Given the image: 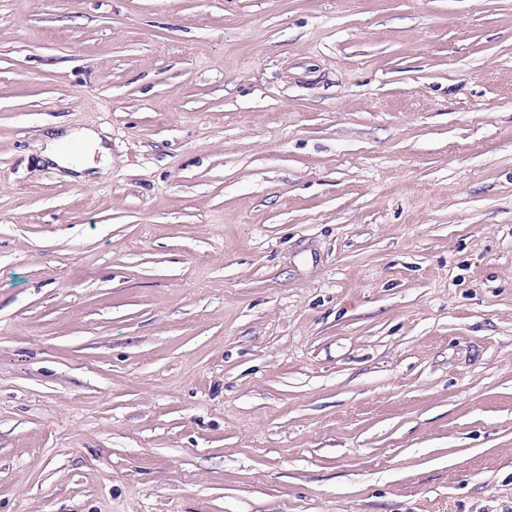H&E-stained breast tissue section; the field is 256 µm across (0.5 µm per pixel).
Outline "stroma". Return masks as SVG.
<instances>
[{"instance_id":"stroma-1","label":"stroma","mask_w":512,"mask_h":512,"mask_svg":"<svg viewBox=\"0 0 512 512\" xmlns=\"http://www.w3.org/2000/svg\"><path fill=\"white\" fill-rule=\"evenodd\" d=\"M0 512H512V0H0ZM73 143H78L82 146L91 145L96 148V144L99 143V138L95 132L88 130L73 132L64 136H60L49 144L48 148L44 152V157L56 165L72 170L79 174L93 168L94 166L89 160L82 159V161L79 163L72 161L65 148L67 145Z\"/></svg>"}]
</instances>
